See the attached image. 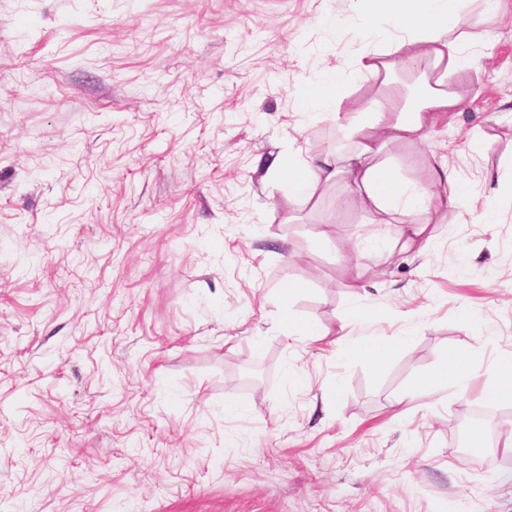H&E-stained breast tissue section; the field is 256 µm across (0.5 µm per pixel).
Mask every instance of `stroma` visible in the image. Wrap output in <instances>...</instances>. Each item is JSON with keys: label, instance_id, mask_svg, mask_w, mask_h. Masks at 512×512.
I'll list each match as a JSON object with an SVG mask.
<instances>
[{"label": "stroma", "instance_id": "stroma-1", "mask_svg": "<svg viewBox=\"0 0 512 512\" xmlns=\"http://www.w3.org/2000/svg\"><path fill=\"white\" fill-rule=\"evenodd\" d=\"M354 10L0 0V512H512V400L484 393L512 354V0H464L463 112L386 149L468 188L423 248L344 181L298 203L266 174L350 149L294 92L377 94L355 63L396 31ZM287 280L315 334L284 330ZM454 346L468 390L419 391ZM394 348V345L384 340H377L368 343L360 352V355L365 358L374 371L382 369L385 365L387 356ZM373 351L374 354L370 355L369 352Z\"/></svg>", "mask_w": 512, "mask_h": 512}]
</instances>
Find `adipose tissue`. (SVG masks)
Wrapping results in <instances>:
<instances>
[{
	"instance_id": "1",
	"label": "adipose tissue",
	"mask_w": 512,
	"mask_h": 512,
	"mask_svg": "<svg viewBox=\"0 0 512 512\" xmlns=\"http://www.w3.org/2000/svg\"><path fill=\"white\" fill-rule=\"evenodd\" d=\"M358 20L365 28L390 23L397 37L384 47L368 51L357 62L361 80L380 81L383 89L363 109H352L344 126L355 139L347 161L326 154L308 161L294 154L271 155L267 170L288 180L294 196L312 200L321 185L342 179L352 202L372 206L398 225V237H419L433 223L435 211L464 206L468 192L455 183L449 167H441L429 184L408 185L394 165L382 162L387 143H413L425 139L440 124L461 111L465 94L449 84L452 72L465 66L464 45L474 37L461 31L458 0H355ZM418 74L413 98L394 86L397 66ZM466 351H457L436 371L420 379L416 387L435 392L447 385L466 387L470 380Z\"/></svg>"
}]
</instances>
